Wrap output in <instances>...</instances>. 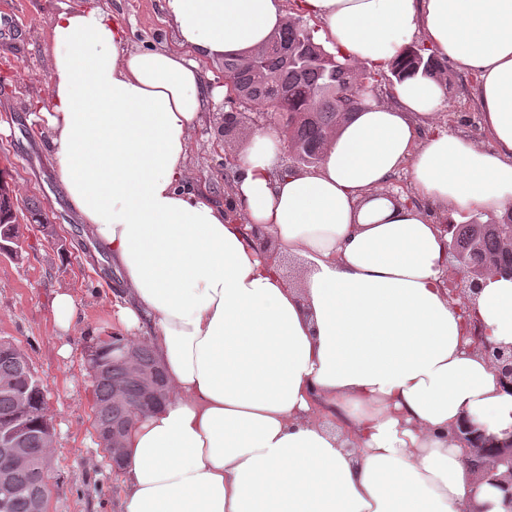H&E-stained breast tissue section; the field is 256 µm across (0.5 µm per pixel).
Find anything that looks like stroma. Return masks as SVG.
Masks as SVG:
<instances>
[{
  "instance_id": "35a3bbf8",
  "label": "stroma",
  "mask_w": 512,
  "mask_h": 512,
  "mask_svg": "<svg viewBox=\"0 0 512 512\" xmlns=\"http://www.w3.org/2000/svg\"><path fill=\"white\" fill-rule=\"evenodd\" d=\"M117 17L135 50L174 46L164 0H0V182L8 186L20 226L18 253L0 252V336L12 338L44 379L54 436L48 477V512H120V477L99 445L93 386L85 352L93 338L120 333L118 277L104 249L87 234L59 175L48 128L36 121L37 100L49 93L46 46L62 5L82 2ZM447 106L439 121L479 144L487 139L472 89L476 77L447 68ZM229 99L209 102L192 130L187 183L218 203L228 200L237 155L259 127L243 121ZM66 291L79 309L77 327L56 329L51 303Z\"/></svg>"
}]
</instances>
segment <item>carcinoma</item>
I'll return each instance as SVG.
<instances>
[{
    "mask_svg": "<svg viewBox=\"0 0 512 512\" xmlns=\"http://www.w3.org/2000/svg\"><path fill=\"white\" fill-rule=\"evenodd\" d=\"M312 31L310 26L288 23L259 52L256 63L249 60L248 53L224 56V74L234 82L239 101L279 115L282 127L288 129V137L298 147L296 162L301 166L316 164L328 135L364 103L368 92L362 83L368 82L371 89L377 87L375 74L340 61L315 42ZM425 51L418 44L406 48L393 76L405 70H419L433 78L444 75L439 60ZM17 234L9 190L0 182V250L6 249ZM511 234L512 214L499 223L473 220L457 224L451 231V242L472 266L508 271L512 269V250L505 239ZM115 344L127 348L132 360L116 359L112 350ZM87 356L91 370L100 373L94 397L96 428L102 435L116 424L132 423L147 392H157L158 401L165 398L164 372L146 342L120 334L99 336L88 346ZM28 367V358L21 350L0 355V429L17 428L21 458L35 454L42 460L40 471L22 462L8 512H35L34 496L47 488L51 419L27 384Z\"/></svg>",
    "mask_w": 512,
    "mask_h": 512,
    "instance_id": "1",
    "label": "carcinoma"
}]
</instances>
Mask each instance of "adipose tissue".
Wrapping results in <instances>:
<instances>
[{
    "mask_svg": "<svg viewBox=\"0 0 512 512\" xmlns=\"http://www.w3.org/2000/svg\"><path fill=\"white\" fill-rule=\"evenodd\" d=\"M164 3L177 51L131 49L94 7L57 13L39 109L112 257L116 317L165 373V402L122 438L121 512H512L466 444L512 438V387L480 348L512 346V278L451 296L445 230L512 210V0ZM294 16L354 65L391 71L419 41L476 75L489 146L439 127L444 81L407 71L315 167L285 168L275 130L254 135L238 217L184 190L213 95L195 57L261 50ZM404 168L409 194L387 192Z\"/></svg>",
    "mask_w": 512,
    "mask_h": 512,
    "instance_id": "adipose-tissue-1",
    "label": "adipose tissue"
}]
</instances>
